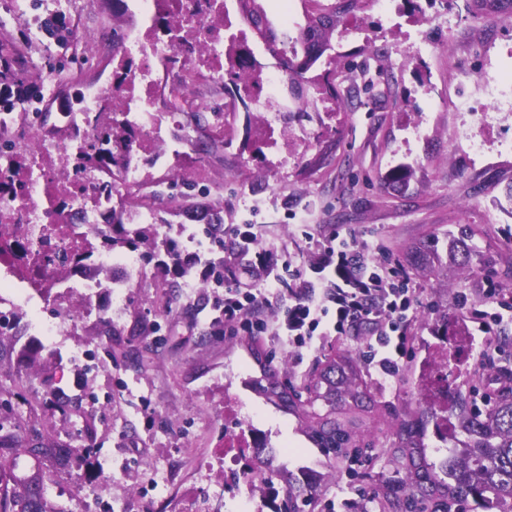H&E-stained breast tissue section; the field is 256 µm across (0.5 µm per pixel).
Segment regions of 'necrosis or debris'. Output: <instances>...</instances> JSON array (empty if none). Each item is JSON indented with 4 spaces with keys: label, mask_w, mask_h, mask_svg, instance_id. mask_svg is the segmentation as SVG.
Returning <instances> with one entry per match:
<instances>
[{
    "label": "necrosis or debris",
    "mask_w": 512,
    "mask_h": 512,
    "mask_svg": "<svg viewBox=\"0 0 512 512\" xmlns=\"http://www.w3.org/2000/svg\"><path fill=\"white\" fill-rule=\"evenodd\" d=\"M100 24L92 43L111 47V75L98 86L85 84L80 71L69 75L70 96L45 82V103L52 121L20 136L24 117L0 113V184L18 177L22 188L0 191V306L35 307L46 288L60 295H78L84 302L78 316L51 315L36 324L39 335L64 336L79 319H111L93 301L105 282L98 272L117 268L125 273L114 304L125 291L142 283L138 255L98 245L112 211L127 190L138 186L148 169L171 173V159L188 154L195 127L189 113L206 109L210 130L229 135L240 111L261 112L270 133L287 131L273 97L281 71L256 74L247 34L230 20L227 0H137ZM238 54L228 58V47ZM239 75L237 98L202 105L195 92L220 84L227 70ZM118 114L129 134L119 171L87 168L75 145L99 133L103 118ZM180 129L181 138L171 135ZM257 439L245 403L233 400L224 415V472L240 482L238 512H262L251 490L254 475L247 465Z\"/></svg>",
    "instance_id": "4bbe7bcc"
}]
</instances>
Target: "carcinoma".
<instances>
[{
    "label": "carcinoma",
    "mask_w": 512,
    "mask_h": 512,
    "mask_svg": "<svg viewBox=\"0 0 512 512\" xmlns=\"http://www.w3.org/2000/svg\"><path fill=\"white\" fill-rule=\"evenodd\" d=\"M239 14L252 33L264 42L269 52L280 58V68L288 81V93L305 112L313 101L305 98L306 73L332 48V41L341 19L364 8L365 0H329L318 2L316 8L304 14V23H294V31L274 27L263 0H238ZM47 39L57 47L38 63L27 62L9 51L0 52V112H22L33 123L41 110L35 107L41 99L38 83L44 74L62 76L82 65L77 51L76 34L69 15H58L47 32ZM127 142L125 125L112 120L100 132L99 143L82 147L86 163L98 168H117L122 163L120 153L112 146ZM123 212L112 213V229L99 233V243L114 249L137 247L145 230L128 229ZM167 260L161 266L179 275L184 267L177 245L165 241ZM247 350L259 368L261 376L250 378L247 386L257 395L304 425V435L325 457L323 465L333 470L336 458L347 448H353L363 436L364 417L377 401L374 394L360 383V374L352 364V356L327 362L310 388V397L303 400L290 391L270 368L262 352L247 344ZM14 393L0 388V512H31L32 488L43 483V462L64 469L74 449L45 445L35 456L30 472L18 476V459L24 453L28 439L21 413L15 411ZM425 406L416 416L402 420L386 455L392 457L398 480H388L377 487L371 500L380 512H466L469 500L480 501L496 512H512V395L498 392L483 411L473 408L462 394L448 395L450 409L430 400L424 393ZM451 412L455 422L452 431L442 436L448 441V464L440 466L429 457L425 443L428 425L438 424L443 413ZM252 465L256 474H269L264 481L266 499L271 512H304L309 493L322 479V474L301 469L295 474L283 470L273 480L274 470L264 466L265 452L257 448Z\"/></svg>",
    "instance_id": "cac0c4a2"
}]
</instances>
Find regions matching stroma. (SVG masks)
I'll return each mask as SVG.
<instances>
[{"label": "stroma", "mask_w": 512, "mask_h": 512, "mask_svg": "<svg viewBox=\"0 0 512 512\" xmlns=\"http://www.w3.org/2000/svg\"><path fill=\"white\" fill-rule=\"evenodd\" d=\"M438 25L421 22L407 0H389L386 13L370 5L346 16L348 36L336 37L309 71V78L332 88L334 98L319 104L310 117L293 121L306 128L314 145L284 137L279 149L261 150L260 117H237L233 150L201 128L204 148L197 161L182 164V185H202L194 197L157 195L156 174L128 190L121 207L134 221L145 206L156 214L158 234L180 240L185 225L205 229L256 220L260 241L285 242L295 224H314L366 233L374 260L399 262L418 289L411 328L413 359L399 379L380 383L372 371L364 377L381 404L373 415L361 465L340 463L334 477L322 479L306 512H323L326 500L341 498L342 512H379L376 503L354 495V485L371 487L391 477L394 465L382 448L393 439L398 421L419 407L417 379L438 328L447 324L449 351L458 352L453 386L472 401L512 387V323L497 333L503 360L480 365L463 357L472 344L471 326L454 303L457 292L479 293L494 286L512 296V121L489 132L474 110L495 87L501 107L512 106V5L506 0H453L434 5ZM439 45L436 55L419 52L421 40ZM388 51L382 82L386 100L368 95L351 99L353 64L371 46ZM470 98L473 111L456 108ZM420 127L419 140L406 130ZM483 142L481 152L467 148ZM480 254L466 276L449 264L442 274L418 269L415 248L436 244L440 261L456 237ZM144 287L127 291L121 316L105 323H79L76 334L47 340L30 335L31 316L16 311L0 329V387L18 394L19 409L46 440L61 445L90 443L89 456L51 474L45 497L65 512H196L206 501L209 512H223L230 497L224 486V402L238 397L255 425L273 440L293 447L290 469L313 466L315 448L296 430L294 418L277 411L244 381L258 376L241 336H228L214 321L212 287L186 293L179 277L162 276L154 263L145 266ZM361 337L326 341L316 357L295 365L286 347H264L283 380L303 391L309 376L328 358L359 353ZM77 348L96 357L92 370L72 362ZM55 388L61 412L47 405ZM92 435H85V424Z\"/></svg>", "instance_id": "35a3bbf8"}]
</instances>
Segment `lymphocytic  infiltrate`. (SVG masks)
<instances>
[{"mask_svg": "<svg viewBox=\"0 0 512 512\" xmlns=\"http://www.w3.org/2000/svg\"><path fill=\"white\" fill-rule=\"evenodd\" d=\"M294 235L314 248L311 262L283 245L258 246L251 225L225 228L224 251L244 261L246 272L241 280L213 273L224 290L215 309L224 316L225 335L264 344L275 338L302 357L315 355L325 339L360 336L377 375L404 373L412 360L417 290L400 264L373 261L367 239L349 229L300 224ZM483 295L480 303L463 291L456 303L485 336L512 322V298L499 299L493 288Z\"/></svg>", "mask_w": 512, "mask_h": 512, "instance_id": "1", "label": "lymphocytic infiltrate"}]
</instances>
